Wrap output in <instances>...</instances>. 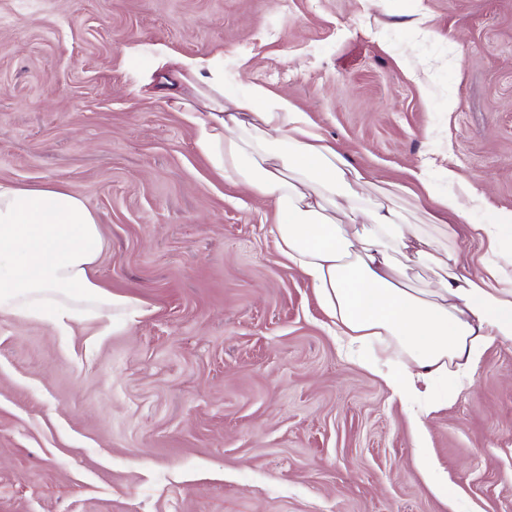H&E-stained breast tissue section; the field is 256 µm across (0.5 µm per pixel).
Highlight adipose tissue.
<instances>
[{"mask_svg":"<svg viewBox=\"0 0 512 512\" xmlns=\"http://www.w3.org/2000/svg\"><path fill=\"white\" fill-rule=\"evenodd\" d=\"M155 95L199 124L198 147L232 184L268 200L280 255L313 288L344 351L378 376L404 405L429 487L447 492L431 464L422 407L438 387L449 396L472 381L486 346L512 341V212L472 225L486 242L482 272L451 244L458 198L423 207L410 186L377 184L286 96L259 84L231 93L219 56L170 59L151 48ZM104 248L98 217L79 197L53 185L0 183V316L28 320L55 307L50 323L67 332L77 305L142 316L131 299L94 277ZM436 285L416 284L414 269Z\"/></svg>","mask_w":512,"mask_h":512,"instance_id":"obj_1","label":"adipose tissue"}]
</instances>
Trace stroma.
<instances>
[{"label":"stroma","instance_id":"obj_1","mask_svg":"<svg viewBox=\"0 0 512 512\" xmlns=\"http://www.w3.org/2000/svg\"><path fill=\"white\" fill-rule=\"evenodd\" d=\"M287 94L377 183L423 173L469 227L512 212V0H0V182L97 215L92 308L0 317V512H512V342L425 417L345 358L264 199L224 181L128 47Z\"/></svg>","mask_w":512,"mask_h":512}]
</instances>
